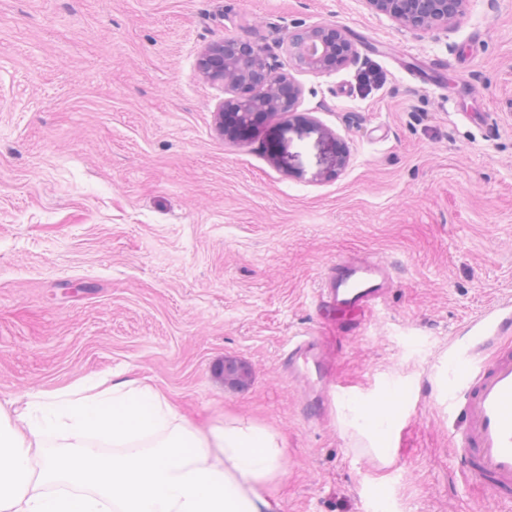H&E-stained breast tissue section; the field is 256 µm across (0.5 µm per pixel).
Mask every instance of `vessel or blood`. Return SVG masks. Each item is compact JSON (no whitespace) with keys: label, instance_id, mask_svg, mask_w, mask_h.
I'll return each instance as SVG.
<instances>
[{"label":"vessel or blood","instance_id":"obj_1","mask_svg":"<svg viewBox=\"0 0 512 512\" xmlns=\"http://www.w3.org/2000/svg\"><path fill=\"white\" fill-rule=\"evenodd\" d=\"M430 88L449 102L443 81L448 64L429 59ZM393 280L390 261L371 254L337 259L322 275L318 307L335 331L357 329L387 299ZM459 344L448 350L457 367L448 378L444 402L457 427L449 446L466 482L486 488L499 503L512 502V296L497 298L458 330ZM285 362L289 372L314 366L327 372L329 357L321 337L294 341Z\"/></svg>","mask_w":512,"mask_h":512}]
</instances>
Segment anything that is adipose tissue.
I'll use <instances>...</instances> for the list:
<instances>
[{"label":"adipose tissue","mask_w":512,"mask_h":512,"mask_svg":"<svg viewBox=\"0 0 512 512\" xmlns=\"http://www.w3.org/2000/svg\"><path fill=\"white\" fill-rule=\"evenodd\" d=\"M336 410L356 446L389 463L398 387L340 398ZM286 472L278 433L233 417L197 427L153 386L119 374L33 394L0 427V512H280L269 487Z\"/></svg>","instance_id":"ef3b65f1"}]
</instances>
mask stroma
<instances>
[{"mask_svg": "<svg viewBox=\"0 0 512 512\" xmlns=\"http://www.w3.org/2000/svg\"><path fill=\"white\" fill-rule=\"evenodd\" d=\"M330 24L383 48L297 68L282 39ZM233 37L304 90L245 137L220 131L224 89L197 68ZM428 57L459 82L453 104L413 79ZM366 66L380 85H357ZM358 251L401 263L377 316L335 338L345 393L404 389L387 466L337 413L305 420L280 363L322 327L325 268ZM505 294L512 0L426 32L366 0H0L1 403L128 373L197 423L278 432L281 512H512L462 478L437 386L460 325ZM228 356L252 364L247 388L225 389Z\"/></svg>", "mask_w": 512, "mask_h": 512, "instance_id": "stroma-1", "label": "stroma"}]
</instances>
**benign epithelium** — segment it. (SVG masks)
<instances>
[{"mask_svg": "<svg viewBox=\"0 0 512 512\" xmlns=\"http://www.w3.org/2000/svg\"><path fill=\"white\" fill-rule=\"evenodd\" d=\"M377 12L388 14L415 30H433L459 19L466 0H367ZM296 64L306 72L322 74L357 58L346 33L336 26H317L292 31L283 41ZM200 74L224 84L235 94L230 105L236 120L249 126L255 115L290 112L299 104L302 88L290 76L279 73L270 50L250 39L226 38L207 46L198 58ZM252 365L238 357H224V387L239 390L251 384Z\"/></svg>", "mask_w": 512, "mask_h": 512, "instance_id": "7a95c632", "label": "benign epithelium"}]
</instances>
